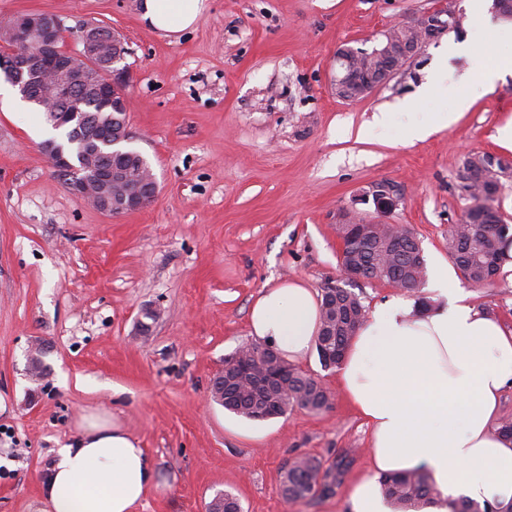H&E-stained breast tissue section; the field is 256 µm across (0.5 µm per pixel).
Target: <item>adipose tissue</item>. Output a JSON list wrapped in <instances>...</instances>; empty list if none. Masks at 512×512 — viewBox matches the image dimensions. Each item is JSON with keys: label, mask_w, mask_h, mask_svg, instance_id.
Segmentation results:
<instances>
[{"label": "adipose tissue", "mask_w": 512, "mask_h": 512, "mask_svg": "<svg viewBox=\"0 0 512 512\" xmlns=\"http://www.w3.org/2000/svg\"><path fill=\"white\" fill-rule=\"evenodd\" d=\"M205 0H143V22L177 37L198 23ZM440 306L392 297L352 338L339 387L370 427L371 472L349 493L350 512H391L378 478L429 472L445 496L512 501V441L495 431L512 382V330L466 304L447 268L434 265ZM252 334L282 356L304 359L320 329L319 302L303 284L263 290L250 311ZM156 474L119 425L93 421L56 452L43 486L48 512H134Z\"/></svg>", "instance_id": "ef3b65f1"}]
</instances>
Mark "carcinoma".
I'll list each match as a JSON object with an SVG mask.
<instances>
[{"instance_id": "cac0c4a2", "label": "carcinoma", "mask_w": 512, "mask_h": 512, "mask_svg": "<svg viewBox=\"0 0 512 512\" xmlns=\"http://www.w3.org/2000/svg\"><path fill=\"white\" fill-rule=\"evenodd\" d=\"M85 110L89 118L74 132L70 144L79 163L83 162L87 141L91 138L89 129L93 117L102 112V108L98 100L89 97ZM488 187L487 183L463 186L470 201L465 210L467 220L456 228L448 229V256L475 286L483 285L491 274L499 273L502 266L512 259L508 253L512 245L509 226L503 223L494 208V196ZM346 252L351 261L365 265L370 276L386 283L396 282L409 292L418 290L423 284L425 259L420 244L414 241L409 242L406 249L396 252L388 249L383 235L373 231L359 247H348ZM320 314L317 354L324 350L335 353L336 365L339 366L353 336V326L362 323L367 316L366 307L356 293L346 288L336 293L334 300L321 296ZM286 382V408L299 407L314 413L328 408L329 395L318 378L290 366ZM254 399L253 390L246 383L229 385L224 389V408L248 420L258 419L250 412ZM348 466L349 462L344 458L336 463V468L325 469L316 458L298 457L283 473L282 496L289 502L312 498L316 487L320 493L327 494L340 483ZM379 482L384 496L400 512H421L431 505H445L449 512H512V501L504 504L445 500L434 479L421 470L383 475ZM211 512H241V505L235 496L226 493L213 501Z\"/></svg>"}]
</instances>
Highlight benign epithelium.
I'll return each instance as SVG.
<instances>
[{
	"mask_svg": "<svg viewBox=\"0 0 512 512\" xmlns=\"http://www.w3.org/2000/svg\"><path fill=\"white\" fill-rule=\"evenodd\" d=\"M458 10L447 4L424 12L410 21L405 27L418 29V37L413 46L397 47L387 43L382 56L388 59L387 66L380 72L358 71L336 75V95L353 100L371 94L381 85L399 74L405 65L416 56L422 46L431 39L448 31L458 20ZM63 23L49 15H20L0 27V39L14 44H24L28 49L0 59V72L17 88L21 98L46 111L48 120L56 129L68 128L82 120L83 115L74 109L75 93L82 89L93 93L103 101V107L127 112L130 100L123 91L122 71L117 68L125 50L120 48L118 37L106 40L98 36L94 25L84 26L78 39L82 50L78 53L66 52L58 47ZM366 53L343 47L336 51V62L346 66H358V61ZM34 71L43 76L47 93L39 98L29 93L23 76ZM98 138L115 143L128 139L127 121L109 118L108 122L97 127ZM42 153L50 160L55 172L68 177L67 186L73 194L88 201L97 210L112 215L128 214L142 209L157 192L155 176L148 175L138 182L132 181L124 163L118 155L104 166L93 160L85 161L84 170L79 171L56 139L41 144ZM481 168L484 172L500 175L512 172V161L491 154L483 155ZM361 203H373L380 214L393 212L401 201V193L389 181H381L361 198ZM348 245L359 244L374 221L360 217L347 221ZM367 279L360 265L340 260L339 277L324 286V293L336 297V291L344 283H356ZM249 348H242L236 358L224 363L220 375L234 383L243 372Z\"/></svg>",
	"mask_w": 512,
	"mask_h": 512,
	"instance_id": "1",
	"label": "benign epithelium"
}]
</instances>
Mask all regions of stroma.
<instances>
[{"label": "stroma", "instance_id": "stroma-1", "mask_svg": "<svg viewBox=\"0 0 512 512\" xmlns=\"http://www.w3.org/2000/svg\"><path fill=\"white\" fill-rule=\"evenodd\" d=\"M461 28L424 44L370 95L338 98L335 53L372 49L386 28L437 0H207L178 39L145 25L141 0H0V26L21 13L53 15L71 31L100 24L127 52L126 148L150 162L151 203L123 216L72 194L40 151L58 137L43 112L0 96V512H42L41 483L86 417L120 423L158 472L135 512H208L224 492L242 512H350L351 485L370 468L369 428L317 354L299 361L332 395L329 409L296 408L267 421L209 398L214 377L253 344L249 309L263 289L297 281L313 291L340 274L339 215L387 180L403 200L386 224H405L427 264L450 266L448 228L469 200L460 173L473 154L512 159L499 138L512 122V74L472 81L512 51V22L487 36L495 53L448 52L492 0H451ZM448 73L447 90L428 89ZM387 113L379 125L375 114ZM456 113L447 122L448 113ZM444 119L431 135L420 122ZM467 303L512 328V267L475 286ZM155 311L149 333L140 323ZM48 373L26 368L37 344ZM351 463L333 494L286 502L294 459Z\"/></svg>", "mask_w": 512, "mask_h": 512}]
</instances>
